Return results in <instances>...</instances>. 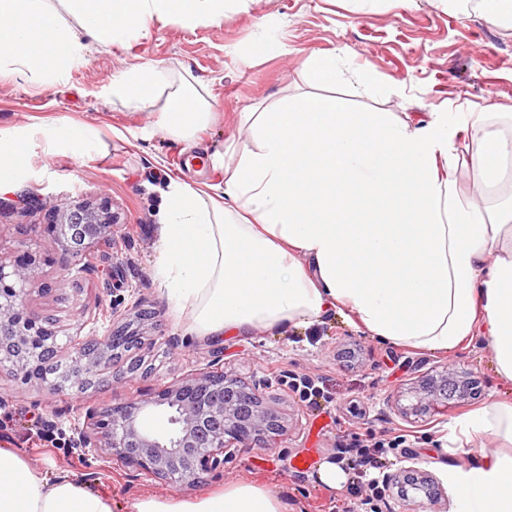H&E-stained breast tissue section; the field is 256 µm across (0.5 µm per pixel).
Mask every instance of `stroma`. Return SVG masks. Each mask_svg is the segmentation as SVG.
I'll use <instances>...</instances> for the list:
<instances>
[{
	"instance_id": "obj_1",
	"label": "stroma",
	"mask_w": 512,
	"mask_h": 512,
	"mask_svg": "<svg viewBox=\"0 0 512 512\" xmlns=\"http://www.w3.org/2000/svg\"><path fill=\"white\" fill-rule=\"evenodd\" d=\"M82 40L86 61L65 83L0 71V132L32 136L27 166L11 177L13 191L0 193V262L12 264L28 247L40 253L29 308L57 332L63 344L57 362L69 359L68 337L100 336L125 323L141 343L81 395L52 393L39 381L24 383L0 371V445L20 449L35 468L89 482L111 497L112 512H126L142 496L190 497L240 481L279 490L288 512H315L321 504L348 512L357 500L350 482L327 487L317 480L319 469L341 461L356 439L375 437L390 444V474L423 470L441 491L433 503L405 501L393 490L378 500L376 512H453V475L477 466L484 451L450 447V425L492 401L512 400V383L496 373L484 337L446 353L397 347L334 311L323 321L274 333L194 338L153 278L154 240L170 180L223 199L225 145L239 152L252 146L244 113L316 92L302 68L310 55L346 48V69L371 66L378 93L336 89L354 110L507 112L512 29L467 12L460 0H379L371 11L358 0H235L223 17L194 28L156 20L148 36L121 46L101 45L88 34ZM145 65L186 77L209 102L213 116L193 140L161 131L154 109L113 101V76ZM67 123L97 127L99 150L45 154L36 129ZM100 198L118 213V228L87 250L92 273H68L69 256L48 229L51 208ZM116 277L122 282L117 290ZM216 349L227 375L267 380L265 401L286 435L262 448H235L223 472L182 488L127 468L106 451L71 449L86 406L106 409L150 396L205 368ZM445 369L472 381L471 395L419 408L418 380ZM304 379L322 388L318 403L303 400L298 384ZM412 405L418 413L402 417L401 407ZM303 458L308 469L296 471Z\"/></svg>"
}]
</instances>
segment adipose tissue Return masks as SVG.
Returning <instances> with one entry per match:
<instances>
[{
  "label": "adipose tissue",
  "mask_w": 512,
  "mask_h": 512,
  "mask_svg": "<svg viewBox=\"0 0 512 512\" xmlns=\"http://www.w3.org/2000/svg\"><path fill=\"white\" fill-rule=\"evenodd\" d=\"M68 26L45 0H0V67L59 82L85 61L79 34L99 43L148 35L154 20L192 28L222 17L227 0H62ZM125 107L157 108L184 140L210 120L190 87L161 70L112 80ZM254 142L224 168V202L170 181L153 276L186 332L218 340L309 325L349 312L396 346L445 353L488 340L497 374L512 382V113L352 112L305 95L259 113ZM45 153L89 152L94 126H48ZM453 441L497 443L462 472L465 512H512V401L456 421ZM0 512H112L87 483L32 467L0 446ZM128 512H288L278 491L233 483L190 498L140 497Z\"/></svg>",
  "instance_id": "1"
}]
</instances>
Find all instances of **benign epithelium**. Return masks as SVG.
<instances>
[{
	"label": "benign epithelium",
	"mask_w": 512,
	"mask_h": 512,
	"mask_svg": "<svg viewBox=\"0 0 512 512\" xmlns=\"http://www.w3.org/2000/svg\"><path fill=\"white\" fill-rule=\"evenodd\" d=\"M54 212L61 219L51 228L70 257L68 269L88 270L83 263L84 252L95 242L113 236L117 216L105 200L65 210L56 207ZM25 253L26 260L20 264L8 267L0 262V365L7 363L21 379H39L49 391L58 392L61 386L45 376L41 359L54 354L59 343L56 331L29 310L36 255L29 249ZM135 340L137 337L116 329L106 336L82 340L69 337L67 389L77 395L85 393L109 369L113 356ZM266 388L261 379L248 384L222 371L203 368L154 396L103 411L87 407L86 426L76 445L103 448L129 468L150 472L178 486L192 485L202 474L224 468L230 448L286 433L278 414L263 400ZM421 392L430 405L448 399V371L424 381ZM151 410L168 415L170 433L160 435L140 426L141 419ZM405 485L413 490L414 498H434L432 476L424 471L414 481H405Z\"/></svg>",
	"instance_id": "obj_1"
}]
</instances>
